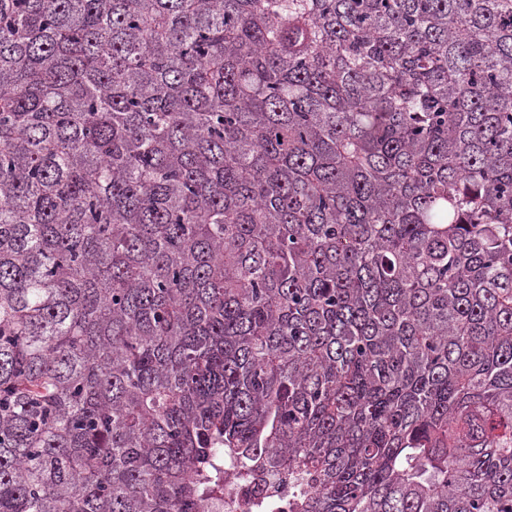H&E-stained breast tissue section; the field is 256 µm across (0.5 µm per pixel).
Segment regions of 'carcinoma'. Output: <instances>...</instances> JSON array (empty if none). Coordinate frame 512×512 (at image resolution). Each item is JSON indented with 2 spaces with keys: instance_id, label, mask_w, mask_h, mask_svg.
Wrapping results in <instances>:
<instances>
[{
  "instance_id": "1",
  "label": "carcinoma",
  "mask_w": 512,
  "mask_h": 512,
  "mask_svg": "<svg viewBox=\"0 0 512 512\" xmlns=\"http://www.w3.org/2000/svg\"><path fill=\"white\" fill-rule=\"evenodd\" d=\"M512 512V0H0V512ZM288 473L273 483L268 477L258 476L251 483H229L224 486V502L212 501L209 512H288V498L292 491ZM266 499L268 508L257 510L255 501Z\"/></svg>"
}]
</instances>
